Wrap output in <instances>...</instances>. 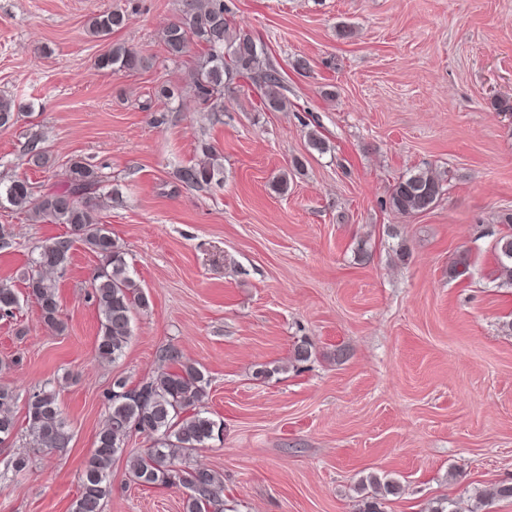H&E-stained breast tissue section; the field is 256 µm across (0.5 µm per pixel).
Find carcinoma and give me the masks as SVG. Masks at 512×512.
I'll use <instances>...</instances> for the list:
<instances>
[{"label":"carcinoma","instance_id":"carcinoma-1","mask_svg":"<svg viewBox=\"0 0 512 512\" xmlns=\"http://www.w3.org/2000/svg\"><path fill=\"white\" fill-rule=\"evenodd\" d=\"M126 24L119 10H105L87 20L88 33L107 40L112 32ZM206 49L199 68L192 74L196 96L204 104L217 108L224 86L236 77H247L263 91V105L269 112L288 109V100L280 72L264 65L266 50L248 31L238 30L230 18L224 0H181L179 18L162 32L167 53L179 59L187 52L190 40ZM98 69L109 74L134 72L148 67L138 51L113 44L98 57ZM16 120L13 100L0 96V128ZM221 172L214 155L184 167L178 178L187 185L209 184ZM102 175L91 165L75 160L69 167V183L60 189L35 193L32 184L21 178L0 185V200L24 212L36 223L65 224L69 236L42 244L24 275L29 297L37 303L43 323L50 329L62 327L60 303L55 280L47 273L67 267L73 243L80 242L99 260L91 280V297L100 317L96 353L99 360L120 358L133 333L132 321L138 310L149 307V298L129 275L123 250L112 231L100 222L97 190ZM443 185L428 169H418L398 178L389 189L386 205L390 210L414 215L434 206ZM496 279L512 286V232L496 242ZM19 305V296L7 281H0V314L10 316ZM159 360L166 367L153 377L131 386L118 378L107 396L109 413L105 427L97 434L94 452L85 471L72 512H103L109 495L110 469L124 452L125 440L138 433L151 441L145 452L126 459L129 480L141 486H166L184 489L183 512H224V480L211 469L194 465L193 454L206 448L221 425L203 409L210 380L194 363L182 360L173 345L160 350ZM19 397L16 389L0 386V443L16 431L13 405ZM27 431L38 449L61 450L68 447L72 433L52 389H41L26 398ZM372 500L362 512H382L381 500L399 490L396 481L369 476Z\"/></svg>","mask_w":512,"mask_h":512}]
</instances>
